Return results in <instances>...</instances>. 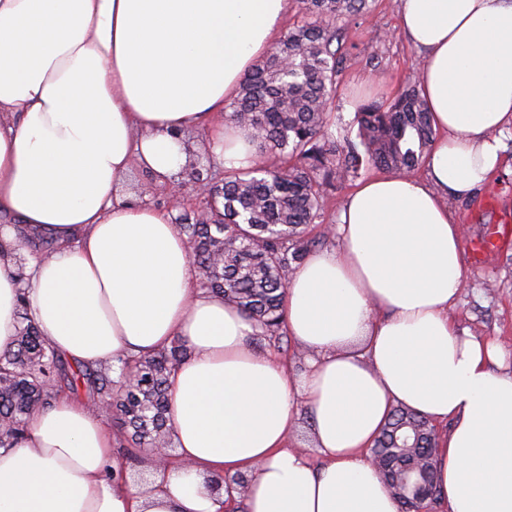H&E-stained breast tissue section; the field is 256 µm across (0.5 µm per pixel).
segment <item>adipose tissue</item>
Listing matches in <instances>:
<instances>
[{
    "label": "adipose tissue",
    "mask_w": 512,
    "mask_h": 512,
    "mask_svg": "<svg viewBox=\"0 0 512 512\" xmlns=\"http://www.w3.org/2000/svg\"><path fill=\"white\" fill-rule=\"evenodd\" d=\"M437 132L426 178L381 174L345 199L338 244L291 272L287 333L309 368L250 343L258 330L193 283L170 212L137 202L207 134L217 171L255 148L224 120L282 33L291 0H0V217L57 246L15 271L0 228V352L27 306L63 357L98 365L185 341L169 382L177 465L133 485L90 404L59 395L23 444L0 448V512H224L207 479L246 476L245 512H398L368 449L392 408L451 423L435 451L447 512H512V370L458 330L462 224L512 129V0H398ZM307 427L311 451L290 447ZM318 453L321 466L310 455Z\"/></svg>",
    "instance_id": "obj_1"
}]
</instances>
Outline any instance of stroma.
I'll use <instances>...</instances> for the list:
<instances>
[{"label": "stroma", "instance_id": "stroma-1", "mask_svg": "<svg viewBox=\"0 0 512 512\" xmlns=\"http://www.w3.org/2000/svg\"><path fill=\"white\" fill-rule=\"evenodd\" d=\"M344 55L335 111L350 122L360 104L393 97L424 63L399 34L397 0H377L368 14L348 23ZM501 140L503 165L473 198L451 204L464 226L465 242L480 238L489 225L512 222V130L504 131ZM462 262L466 286L453 313L455 324L512 354V264L493 255L478 266L467 252ZM102 417L117 437L112 453L121 472L133 479L151 472L154 457L119 440L115 413L108 410Z\"/></svg>", "mask_w": 512, "mask_h": 512}]
</instances>
